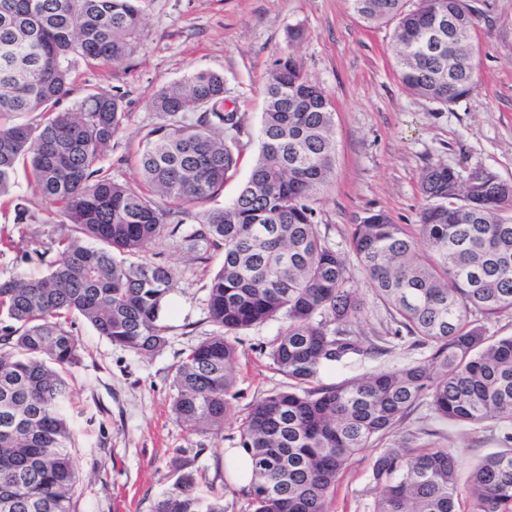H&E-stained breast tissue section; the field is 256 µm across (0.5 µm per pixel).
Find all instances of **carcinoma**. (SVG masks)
I'll return each mask as SVG.
<instances>
[{
    "label": "carcinoma",
    "instance_id": "1",
    "mask_svg": "<svg viewBox=\"0 0 512 512\" xmlns=\"http://www.w3.org/2000/svg\"><path fill=\"white\" fill-rule=\"evenodd\" d=\"M140 0H0V197L21 162L57 208L62 228L26 252L59 258L46 273L0 279V512H72L76 481L64 414L66 375L80 362L68 326L75 315L111 343L153 355L168 343L166 298L175 271L152 246L190 225V250L224 251L210 281L213 334L179 361L172 411L194 432L218 433L234 417L238 336L280 318L270 352L288 390L252 405L239 426L252 459V512H329L336 480L356 454L391 435L372 461L374 512H458L455 456L396 434L427 402L440 418L512 428V336L488 334L476 316L512 315V195L496 173L462 175L429 166L419 178V233L429 253L385 212L353 225L351 248L399 329L429 349L424 361L340 383L321 371L373 348L347 330L364 311L342 256L322 235L315 205L335 173L334 109L324 88L292 59L268 74L259 150L248 180L222 210L202 206L237 171L242 117L224 111V76L197 70L162 86L152 107L167 124L136 151L141 186L102 166L125 130L123 97L89 92L68 106L76 64H122L143 36ZM370 25H393L401 85L430 103L452 105L476 85L479 16L472 0H350ZM166 199V209L156 198ZM470 512H512V448L468 476ZM155 512H224L183 474Z\"/></svg>",
    "mask_w": 512,
    "mask_h": 512
}]
</instances>
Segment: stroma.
<instances>
[{"instance_id":"obj_1","label":"stroma","mask_w":512,"mask_h":512,"mask_svg":"<svg viewBox=\"0 0 512 512\" xmlns=\"http://www.w3.org/2000/svg\"><path fill=\"white\" fill-rule=\"evenodd\" d=\"M473 4L479 11L478 85L448 107L402 87L393 69L392 26L367 25L348 0H141L144 33L137 54L122 64L80 65L73 75L74 95L100 88L123 95L126 131L113 141L102 165L114 180L135 186L138 140L165 122L151 106L157 89L201 69L222 73L224 96L241 114L250 145L235 177L209 203L221 209L250 174L268 72L278 58L294 57L326 89L335 109L336 173L316 213L366 302L348 329L358 336H387L397 324L375 298L350 247L359 217L381 210L416 234L424 204L419 177L429 166L463 174L481 166L512 182V0ZM294 26L304 37L292 46L288 30ZM12 194L27 199L31 217L17 221L9 201L0 199V234L7 237L0 243V278L41 272L24 253L32 237L60 221L34 193L27 167L18 166ZM186 248L178 236L152 248L157 261L176 272L165 318L168 343L160 353L141 356L83 322L72 326L81 357L67 376L71 396L65 404L74 438L73 512H154L183 473L193 476L198 495H222L224 512H248L246 490L230 482L224 451L237 447L238 422L256 401L288 388L269 358L282 323L271 320L239 336L234 420L217 434L189 431L171 410L173 376L184 352L213 332L208 285L224 253L213 248L197 259ZM427 354L395 340L386 354L324 370L321 381L333 384L407 367ZM398 432L452 452L464 477L481 459L506 448L504 425H456L437 418L424 403L411 410ZM388 445L380 440L349 461L336 482L331 512H373L371 463Z\"/></svg>"}]
</instances>
